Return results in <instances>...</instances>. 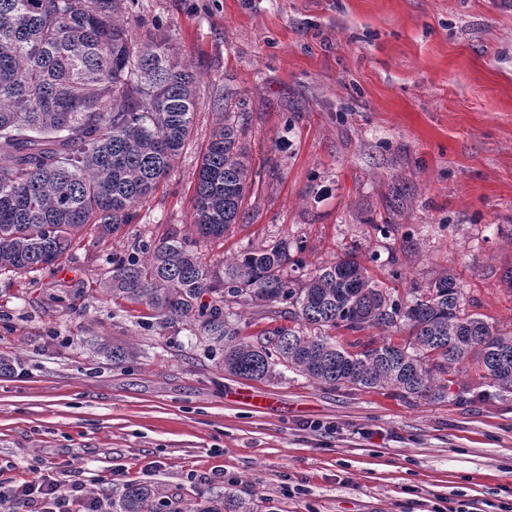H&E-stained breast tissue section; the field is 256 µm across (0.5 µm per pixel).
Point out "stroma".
<instances>
[{"label": "stroma", "instance_id": "35a3bbf8", "mask_svg": "<svg viewBox=\"0 0 512 512\" xmlns=\"http://www.w3.org/2000/svg\"><path fill=\"white\" fill-rule=\"evenodd\" d=\"M200 74L194 134L140 209L88 224L53 266L0 271V486L52 466L111 503L128 485L186 502L231 490L262 512H507L512 395L459 405L224 373L203 338L159 327L100 284L116 255L178 232L202 260L292 244L295 276L352 251L408 298L443 271L512 329V0H138ZM258 173L249 217L191 229L195 172L225 101ZM133 344L115 365L89 341ZM248 390L272 409L242 402ZM322 423L315 431L311 422ZM369 438H362V431ZM120 470L123 480L98 483Z\"/></svg>", "mask_w": 512, "mask_h": 512}]
</instances>
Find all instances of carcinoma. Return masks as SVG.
<instances>
[{"mask_svg": "<svg viewBox=\"0 0 512 512\" xmlns=\"http://www.w3.org/2000/svg\"><path fill=\"white\" fill-rule=\"evenodd\" d=\"M122 2L0 0L1 271L54 264L86 224L105 238L136 223L190 139L198 75L173 58L169 33L138 38L119 19ZM240 136L224 113L198 164L193 225L203 239L221 238L245 219L253 173ZM291 263L290 243L279 239L222 266L207 264L174 232L144 260L113 262L102 288L146 306L161 327H197L234 376L274 382L284 367L331 389H384L431 402L448 397V376L473 364L486 395L512 394V331L468 310L453 276L439 275L405 301L350 255L304 280L288 275ZM236 305L276 326L246 337ZM339 328L403 331L407 340H358L350 351L329 334ZM92 345L114 364L133 354L103 337ZM164 507L257 512L231 491L165 506L148 485H131L112 502V512Z\"/></svg>", "mask_w": 512, "mask_h": 512, "instance_id": "1", "label": "carcinoma"}]
</instances>
